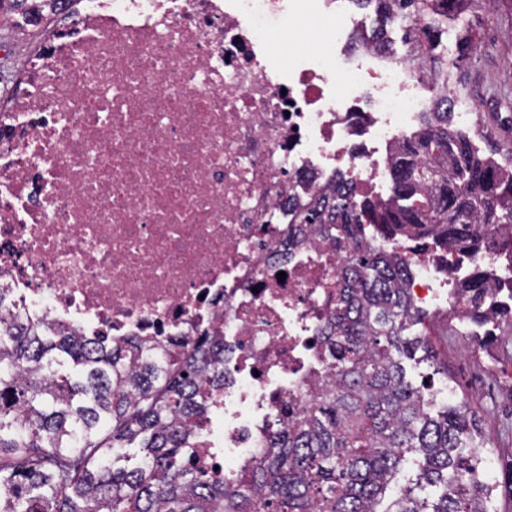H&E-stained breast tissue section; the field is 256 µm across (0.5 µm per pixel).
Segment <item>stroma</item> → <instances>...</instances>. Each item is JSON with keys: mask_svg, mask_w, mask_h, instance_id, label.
<instances>
[{"mask_svg": "<svg viewBox=\"0 0 512 512\" xmlns=\"http://www.w3.org/2000/svg\"><path fill=\"white\" fill-rule=\"evenodd\" d=\"M470 36L474 50L460 57L458 36ZM448 91L458 101L451 116L454 128L465 135L483 157L502 159L512 154V109L500 108L493 86L512 78V0H465L448 21ZM480 109L474 119L464 116L471 104ZM421 324L412 334L429 332L434 357L417 352L407 362V374L426 384L430 409L442 405L441 386L457 393V401L476 418L462 443L463 453L481 452L490 465L486 480L491 494L488 512H512V354L497 345H484L485 328L456 318L449 307L424 308Z\"/></svg>", "mask_w": 512, "mask_h": 512, "instance_id": "stroma-1", "label": "stroma"}]
</instances>
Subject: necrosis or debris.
I'll list each match as a JSON object with an SVG mask.
<instances>
[{
	"mask_svg": "<svg viewBox=\"0 0 512 512\" xmlns=\"http://www.w3.org/2000/svg\"><path fill=\"white\" fill-rule=\"evenodd\" d=\"M337 0H27L57 20L0 99V288L14 311L144 344L224 339V385L195 462L260 461L325 375L346 256L301 218L344 177L382 195L390 148L430 103L413 43L368 40ZM312 15L321 52L280 67L269 34ZM414 257L416 307L454 302L485 254L380 241Z\"/></svg>",
	"mask_w": 512,
	"mask_h": 512,
	"instance_id": "1",
	"label": "necrosis or debris"
}]
</instances>
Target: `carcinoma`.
I'll return each instance as SVG.
<instances>
[{
  "instance_id": "1",
  "label": "carcinoma",
  "mask_w": 512,
  "mask_h": 512,
  "mask_svg": "<svg viewBox=\"0 0 512 512\" xmlns=\"http://www.w3.org/2000/svg\"><path fill=\"white\" fill-rule=\"evenodd\" d=\"M466 0H363L383 22L420 16L417 40L429 52L448 34ZM392 197L329 190L309 224H334L352 246L326 338L325 385L285 423L267 456L232 480L189 463L194 420L207 411V380L224 383L223 341L206 334L159 370L147 350L126 341L85 339L63 324L0 315V512H485L486 487L458 480L475 457L455 453L472 420L462 405L431 416L399 357L417 318L405 282L409 260L364 241L362 220L383 238L412 236L444 251L492 253L512 264V168L481 158L456 132L449 112L422 113L418 132L396 149ZM477 263L458 288L459 311L477 324H509L512 308L490 300ZM137 445L139 460H129ZM424 456L420 480L445 483L427 509L393 491L406 455ZM395 492L382 509L389 492Z\"/></svg>"
}]
</instances>
